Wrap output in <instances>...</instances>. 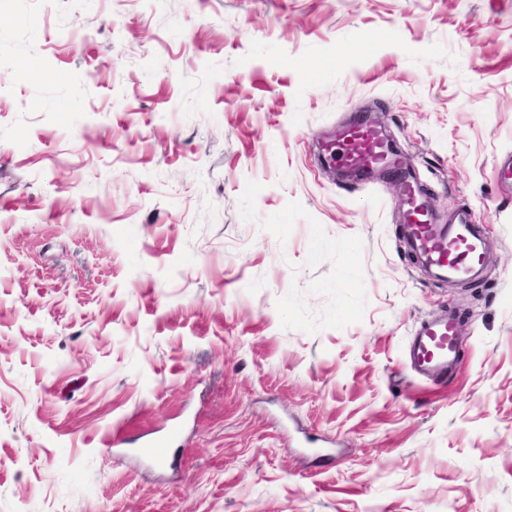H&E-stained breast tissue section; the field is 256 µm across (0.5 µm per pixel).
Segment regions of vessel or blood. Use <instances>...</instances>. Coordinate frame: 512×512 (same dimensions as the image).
Listing matches in <instances>:
<instances>
[{
  "label": "vessel or blood",
  "instance_id": "b4317fda",
  "mask_svg": "<svg viewBox=\"0 0 512 512\" xmlns=\"http://www.w3.org/2000/svg\"><path fill=\"white\" fill-rule=\"evenodd\" d=\"M338 158L343 168L356 172L361 178L371 169H383L393 175L400 172L399 159L387 153L383 129L361 120L349 126ZM407 193L411 217L408 230L425 257L434 266L454 275H468L482 261L477 225L465 216L449 226L434 223L431 216L420 209L415 187H408ZM458 348L456 320L449 316L422 325L409 352L415 368L436 381L447 378Z\"/></svg>",
  "mask_w": 512,
  "mask_h": 512
}]
</instances>
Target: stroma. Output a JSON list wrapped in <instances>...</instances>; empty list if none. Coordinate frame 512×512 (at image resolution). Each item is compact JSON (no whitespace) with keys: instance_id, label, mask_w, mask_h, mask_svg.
Wrapping results in <instances>:
<instances>
[{"instance_id":"stroma-1","label":"stroma","mask_w":512,"mask_h":512,"mask_svg":"<svg viewBox=\"0 0 512 512\" xmlns=\"http://www.w3.org/2000/svg\"><path fill=\"white\" fill-rule=\"evenodd\" d=\"M367 109L478 277L326 171ZM509 154L512 0H0V512H512ZM408 193L410 211L409 233L428 261L434 266L448 269L457 276H467L482 261L479 248L481 235L479 224H471L467 216L457 224H434L431 216L420 209L416 189L410 183L404 186ZM457 335L456 320L450 313L422 325L409 346L412 364L433 381L447 378L448 367L454 365L458 353Z\"/></svg>"}]
</instances>
